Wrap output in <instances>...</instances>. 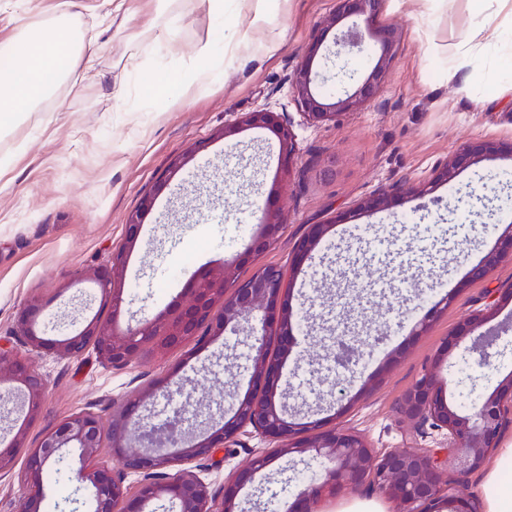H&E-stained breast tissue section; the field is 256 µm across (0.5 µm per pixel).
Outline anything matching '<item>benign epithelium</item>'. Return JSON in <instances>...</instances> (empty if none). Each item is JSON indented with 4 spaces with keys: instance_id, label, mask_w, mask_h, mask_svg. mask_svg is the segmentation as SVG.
<instances>
[{
    "instance_id": "obj_1",
    "label": "benign epithelium",
    "mask_w": 512,
    "mask_h": 512,
    "mask_svg": "<svg viewBox=\"0 0 512 512\" xmlns=\"http://www.w3.org/2000/svg\"><path fill=\"white\" fill-rule=\"evenodd\" d=\"M384 0H338L337 17L366 14L372 20L379 15ZM380 45V54L370 72L357 83L352 93L327 102L313 83V64L323 37L316 38L292 79L295 100L307 121L322 124L336 120L341 113L356 109L375 98L394 56V36L385 28L365 31L351 27L343 43L349 49H362L366 38ZM261 128L279 142L283 163L288 166L296 154L295 138L286 113L247 112L224 125L221 136L234 135L239 128ZM512 157V143L494 141L468 144L435 169L423 191L449 182L460 170L478 158ZM403 193L398 183L381 189L364 199L360 210L376 212L392 204ZM275 189H270L259 230L250 236L242 257H257L271 250L285 230V223L274 210ZM154 204V198L144 199L139 210L126 222L125 243L113 252L109 263L94 271L102 296L112 299V318L92 319L79 331L57 340L43 336L39 320L45 304L28 302L17 315V329L25 344L46 355L60 359L76 358L93 349L96 358L114 369L126 367L147 348L170 351L202 340L201 330L213 336L228 332H245L253 342L256 355L252 374V389L237 399L232 414L224 417L211 432L193 435L184 443V435L170 430L153 437L141 435L139 445L132 439L141 428L136 406L120 404L112 412L109 431H104L102 417L90 410L70 415L48 429L39 445L25 454L21 477L27 493L20 502L19 512H41V488L49 463L61 457L66 448H76L84 461L99 456L105 438L112 439V454L116 464H96L81 467L69 475V480L92 488L91 512H148L149 504L165 499L170 512H236L237 493L255 474L269 466L271 455L312 454L322 460L319 474L304 482V488L286 512H321L320 504L338 494L361 486L378 493L395 504L394 512H481L478 500L465 492L470 478L480 471L495 453L506 430L512 427V373L503 378L489 394L478 398L471 410L460 412L450 405L443 391L448 382L438 374L444 355H435L422 367L413 386L399 401V413L416 430L425 426L443 436L435 448H406L399 451L377 452L360 432L345 427L327 426L320 421L297 422L283 406L275 402L282 372L280 363L270 357L268 344L276 342L286 352L296 340V322L287 301L283 274L275 265H265L236 288L227 283L237 279L239 263L224 264L217 270L202 271L189 279L182 296L169 302L151 321L127 326L120 331L115 322L120 315V303L125 290L121 278L128 251L135 247L143 216ZM327 229L313 224L294 246V262L307 260ZM512 257V225L501 235L479 264L472 267L469 277L481 280L505 256ZM263 315L261 329H245L254 313ZM486 313L479 310L458 324L455 332L443 338V344L454 345L473 337L479 351V365L491 366V355L481 340L474 336L484 324ZM0 371L10 383L7 396L14 403L15 434L0 437V478L15 472L17 461L25 448L24 429L41 412L46 392L44 377L33 370L27 360L11 347L0 345ZM252 428L274 445L271 452L255 456L247 469L232 472L224 479L221 503L211 494L192 463L210 459L214 454L238 442V437ZM177 468L169 477L162 469ZM139 477L137 494L127 495L125 480Z\"/></svg>"
}]
</instances>
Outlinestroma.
Instances as JSON below:
<instances>
[{"label":"stroma","instance_id":"1","mask_svg":"<svg viewBox=\"0 0 512 512\" xmlns=\"http://www.w3.org/2000/svg\"><path fill=\"white\" fill-rule=\"evenodd\" d=\"M62 0H0V43L25 27L52 29ZM84 31L70 79L0 133V341L26 357L47 388L41 414L25 430L35 447L71 414L92 409L110 419L114 406L139 400L154 408L151 381L174 374L163 426L184 407L200 411L197 428L230 414L253 374L244 335L205 336L200 345L139 354L123 369L94 352L74 359L43 356L15 333L29 301L46 305L47 337L68 335L91 317L109 319L90 276L125 241L130 213L147 195L154 205L123 270L120 327L155 316L179 291L168 274L220 267L239 257L257 229L249 204L277 189L286 224L273 250L245 265L276 264L297 314V343L282 355L280 402L304 421L358 429L376 451L432 448L441 437L415 432L398 411L402 394L441 339L488 298L497 307L485 325L496 344L492 368L478 367L470 341L445 350L448 402L467 411L512 372V258L485 279L466 273L494 245L512 203V159H478L451 182L422 193L433 170L477 140L512 142V0H385L378 25L395 34V58L370 103L323 124L308 122L291 80L315 37L324 42L313 73L316 88L338 98L353 91L380 46L350 55L337 39L366 16L337 21L336 0H270L278 21L254 30L253 0H69ZM500 32L477 39L485 21ZM211 44L212 58L199 50ZM288 113L298 147L292 168L261 129L223 138L226 122L244 112ZM197 154L170 171L189 149ZM208 167H201V160ZM401 182L388 210L365 213L364 197ZM329 230L311 259L294 265L296 240L309 225ZM455 300L426 331L414 325L445 293ZM353 338L360 364L343 369L333 353ZM383 337L372 352L374 337ZM268 443L254 431L200 463L215 496L230 471ZM310 456L275 458L238 496L241 512H281L301 477L319 471Z\"/></svg>","mask_w":512,"mask_h":512}]
</instances>
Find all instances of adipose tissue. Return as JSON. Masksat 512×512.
<instances>
[{
	"mask_svg": "<svg viewBox=\"0 0 512 512\" xmlns=\"http://www.w3.org/2000/svg\"><path fill=\"white\" fill-rule=\"evenodd\" d=\"M81 43L67 10H60L52 30H28L15 42L0 45V128L13 124L21 106L36 105L67 78ZM486 512H512V447L500 449L483 478Z\"/></svg>",
	"mask_w": 512,
	"mask_h": 512,
	"instance_id": "adipose-tissue-1",
	"label": "adipose tissue"
}]
</instances>
